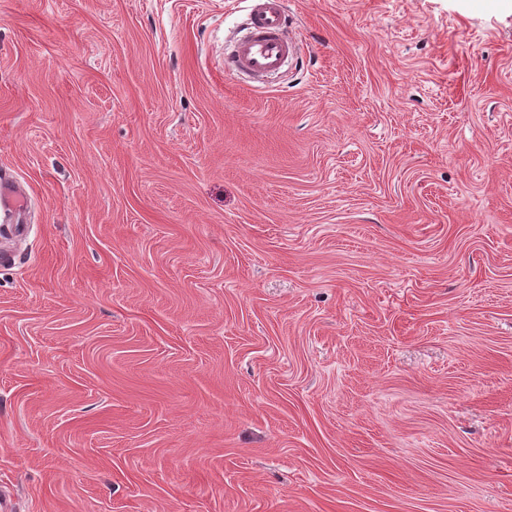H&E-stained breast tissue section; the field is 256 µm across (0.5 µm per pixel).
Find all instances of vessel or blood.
Segmentation results:
<instances>
[{"label":"vessel or blood","mask_w":512,"mask_h":512,"mask_svg":"<svg viewBox=\"0 0 512 512\" xmlns=\"http://www.w3.org/2000/svg\"><path fill=\"white\" fill-rule=\"evenodd\" d=\"M244 32L224 58V72L261 81L298 54L300 43L289 31L287 0H251ZM24 209L12 178L0 176V213L12 218Z\"/></svg>","instance_id":"obj_1"}]
</instances>
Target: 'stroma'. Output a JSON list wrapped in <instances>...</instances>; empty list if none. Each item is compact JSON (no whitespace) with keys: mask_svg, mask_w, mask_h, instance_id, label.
Segmentation results:
<instances>
[{"mask_svg":"<svg viewBox=\"0 0 512 512\" xmlns=\"http://www.w3.org/2000/svg\"><path fill=\"white\" fill-rule=\"evenodd\" d=\"M0 0L16 512H512V0ZM244 33L224 58V72L264 80L282 69L300 51V43L289 32L286 0H250ZM25 211L22 196L16 188L12 178L0 176V212H3L6 222L19 212Z\"/></svg>","mask_w":512,"mask_h":512,"instance_id":"35a3bbf8","label":"stroma"}]
</instances>
